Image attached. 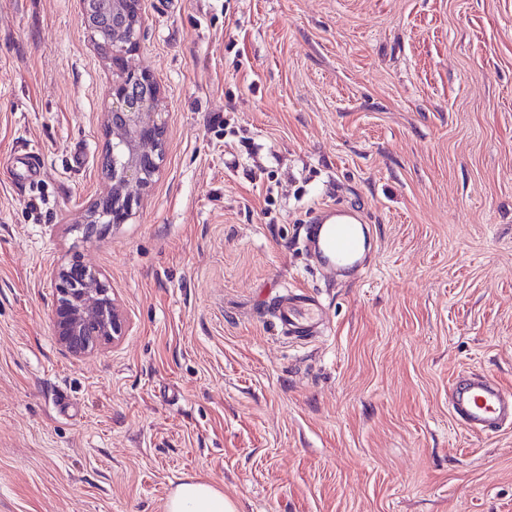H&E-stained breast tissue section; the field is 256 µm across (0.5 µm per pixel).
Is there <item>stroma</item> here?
<instances>
[{
	"mask_svg": "<svg viewBox=\"0 0 512 512\" xmlns=\"http://www.w3.org/2000/svg\"><path fill=\"white\" fill-rule=\"evenodd\" d=\"M159 174L105 194L112 75L77 0H0V512H165L195 475L240 512H512V425L469 433L459 374L512 392V0H145ZM359 206L358 279L302 227ZM79 251L126 316L76 358L53 266ZM319 299L299 340L271 311ZM18 164L21 165L22 171L19 174ZM41 161L36 156H27L24 158H9L0 163V170L3 174H6L11 179H16L18 175H21L24 179L29 182L36 181L41 174Z\"/></svg>",
	"mask_w": 512,
	"mask_h": 512,
	"instance_id": "obj_1",
	"label": "stroma"
}]
</instances>
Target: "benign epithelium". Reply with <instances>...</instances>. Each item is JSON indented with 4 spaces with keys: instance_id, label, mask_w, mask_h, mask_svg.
Wrapping results in <instances>:
<instances>
[{
    "instance_id": "obj_1",
    "label": "benign epithelium",
    "mask_w": 512,
    "mask_h": 512,
    "mask_svg": "<svg viewBox=\"0 0 512 512\" xmlns=\"http://www.w3.org/2000/svg\"><path fill=\"white\" fill-rule=\"evenodd\" d=\"M82 25L93 48L112 70L110 103L103 113L110 192L92 201L72 226L87 241L127 223L141 192L160 172L165 151L163 98L158 80L132 65L142 40L144 0H78ZM54 336L74 356L104 344H117L126 319L100 273L72 257L55 266Z\"/></svg>"
}]
</instances>
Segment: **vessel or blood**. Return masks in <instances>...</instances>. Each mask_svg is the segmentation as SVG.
Listing matches in <instances>:
<instances>
[{
	"mask_svg": "<svg viewBox=\"0 0 512 512\" xmlns=\"http://www.w3.org/2000/svg\"><path fill=\"white\" fill-rule=\"evenodd\" d=\"M0 173L33 182L41 174V161L35 156L10 158L0 162ZM360 222L361 212L356 207H328L305 225V238L317 263L344 272L360 270L366 250ZM316 308L315 298L304 291L282 301L274 320L284 333L306 336L316 329ZM448 405L453 417L476 434L512 422V393L483 376L460 375L448 390Z\"/></svg>",
	"mask_w": 512,
	"mask_h": 512,
	"instance_id": "1",
	"label": "vessel or blood"
}]
</instances>
